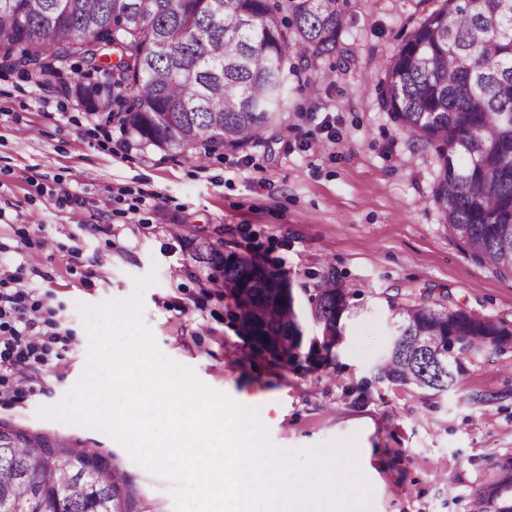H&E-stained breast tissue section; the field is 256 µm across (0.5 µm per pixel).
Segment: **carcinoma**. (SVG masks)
Masks as SVG:
<instances>
[{
  "label": "carcinoma",
  "instance_id": "cac0c4a2",
  "mask_svg": "<svg viewBox=\"0 0 512 512\" xmlns=\"http://www.w3.org/2000/svg\"><path fill=\"white\" fill-rule=\"evenodd\" d=\"M347 0H0V61L42 86L60 80L137 142L198 162L260 142L281 121L288 56L336 53ZM384 65L391 119L433 148L430 203L468 257L512 277V6L443 0ZM85 69L70 74L72 58ZM212 280L248 293L231 314L252 345L286 358L300 346L299 308L283 275L200 241ZM350 293L333 276L308 298L322 347L340 342ZM394 339L377 379L446 392L468 364L512 351V325L460 305L394 309ZM123 476L80 443L0 423V499L45 512H126ZM471 512H512V450L483 457Z\"/></svg>",
  "mask_w": 512,
  "mask_h": 512
}]
</instances>
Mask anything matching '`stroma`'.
I'll return each instance as SVG.
<instances>
[{"label": "stroma", "mask_w": 512, "mask_h": 512, "mask_svg": "<svg viewBox=\"0 0 512 512\" xmlns=\"http://www.w3.org/2000/svg\"><path fill=\"white\" fill-rule=\"evenodd\" d=\"M441 0H348L340 50L288 64L280 128L244 152L197 166L123 133L57 88L0 68V257L22 268L39 304L52 367L32 385L0 381V423L83 442L121 471L126 512H175L173 483L103 432L46 417L83 375L82 306L143 292L160 351L257 410L273 445L352 442L370 512H469L477 462L512 448V352L470 364L456 390L377 381L393 334L390 296L433 290L512 323V279L450 239L430 202L435 155L390 118L383 67ZM68 204H61V197ZM208 241L247 251L286 277L296 304L328 274L351 293L332 365L322 330L301 315L286 360L252 347L221 283L195 261Z\"/></svg>", "instance_id": "obj_1"}]
</instances>
